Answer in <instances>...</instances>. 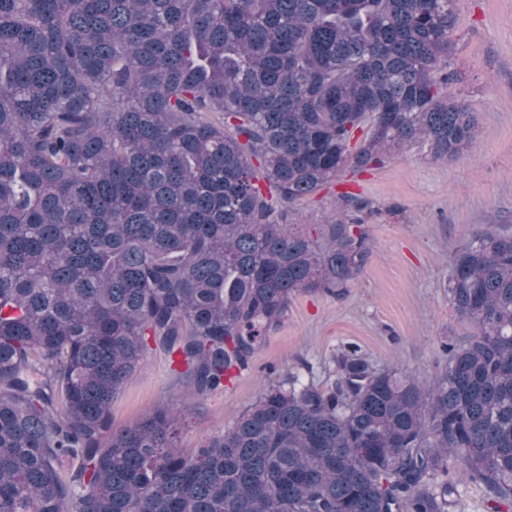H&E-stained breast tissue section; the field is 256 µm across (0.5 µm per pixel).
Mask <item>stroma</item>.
I'll return each mask as SVG.
<instances>
[{"label":"stroma","mask_w":512,"mask_h":512,"mask_svg":"<svg viewBox=\"0 0 512 512\" xmlns=\"http://www.w3.org/2000/svg\"><path fill=\"white\" fill-rule=\"evenodd\" d=\"M455 11L448 91L478 118L481 134L473 147L435 163L427 145L417 144L381 168L343 172L300 203L293 223L315 232L341 193L358 199L354 216L374 244L363 274L339 295L293 296L249 367L207 395L173 372L162 351H147L112 403L114 428L172 403L182 411L180 446L201 447L288 374L326 382L331 354L348 342L379 367L423 383L443 373L442 339L470 329L448 300L455 251L490 225L512 233V0H457Z\"/></svg>","instance_id":"1"}]
</instances>
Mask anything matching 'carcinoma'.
I'll return each instance as SVG.
<instances>
[{"mask_svg": "<svg viewBox=\"0 0 512 512\" xmlns=\"http://www.w3.org/2000/svg\"><path fill=\"white\" fill-rule=\"evenodd\" d=\"M455 0H0V512H452L448 457L512 512V234L455 252L471 330L430 385L349 344L334 380L265 388L176 443L170 404L112 429L150 348L200 395L301 291L341 293L370 235L347 163L468 150Z\"/></svg>", "mask_w": 512, "mask_h": 512, "instance_id": "cac0c4a2", "label": "carcinoma"}]
</instances>
